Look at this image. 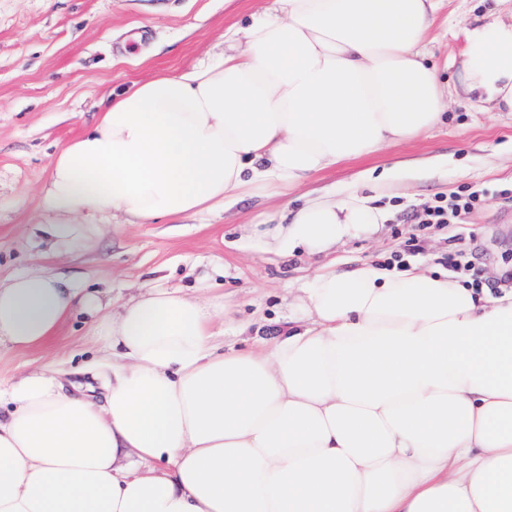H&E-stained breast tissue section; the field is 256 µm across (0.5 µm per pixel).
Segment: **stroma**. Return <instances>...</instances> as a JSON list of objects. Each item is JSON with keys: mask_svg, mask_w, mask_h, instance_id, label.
<instances>
[{"mask_svg": "<svg viewBox=\"0 0 512 512\" xmlns=\"http://www.w3.org/2000/svg\"><path fill=\"white\" fill-rule=\"evenodd\" d=\"M273 0H0V278L41 270L76 287L129 298L137 288H182L223 304L224 344L237 349L277 335L297 288L320 257L278 259L260 251L248 223L258 214L296 206L298 198L342 192L365 170L391 172L380 206L383 229L338 247L337 269L364 263L447 270L463 248L469 277L497 291L512 272V112H487L449 98L448 117L428 134L321 172L294 191L261 194L183 221L125 223L121 214L78 215L71 233L46 225L43 189L54 155L85 133L114 92L162 72L209 62L224 50L230 26L247 27ZM485 0H443L429 46L437 65L457 58L470 21ZM484 191L465 224L430 225L417 213L472 188ZM100 344L86 316L69 320L48 345L0 346V384L48 363L88 382Z\"/></svg>", "mask_w": 512, "mask_h": 512, "instance_id": "stroma-1", "label": "stroma"}]
</instances>
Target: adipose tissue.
<instances>
[{
    "label": "adipose tissue",
    "mask_w": 512,
    "mask_h": 512,
    "mask_svg": "<svg viewBox=\"0 0 512 512\" xmlns=\"http://www.w3.org/2000/svg\"><path fill=\"white\" fill-rule=\"evenodd\" d=\"M275 2L223 56L116 94L51 163L54 223L296 187L426 134L452 86L512 112V18L467 29L447 85L426 50L439 0ZM388 187L254 222L270 251L330 253L378 231ZM292 307L279 336L227 351L216 308L178 289L107 313L40 271L0 281V342L42 347L77 315L102 341L101 396L54 367L0 388V512H512L511 288L329 266Z\"/></svg>",
    "instance_id": "1"
}]
</instances>
